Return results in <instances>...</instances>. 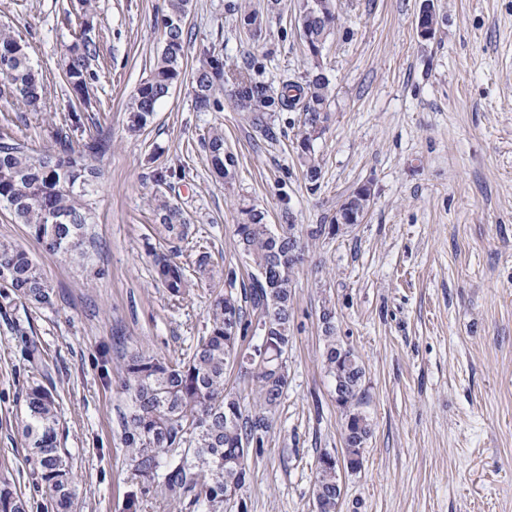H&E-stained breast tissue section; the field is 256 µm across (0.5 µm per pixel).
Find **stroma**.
I'll return each instance as SVG.
<instances>
[{"label": "stroma", "mask_w": 512, "mask_h": 512, "mask_svg": "<svg viewBox=\"0 0 512 512\" xmlns=\"http://www.w3.org/2000/svg\"><path fill=\"white\" fill-rule=\"evenodd\" d=\"M429 1L439 26L424 40L416 21ZM244 2L191 0L186 71L133 135L125 103L160 50L164 0H91L89 27L69 15L77 0H0V23L29 42L49 99L35 118L0 97V136L38 152L52 145L75 102L59 72L69 46L86 39L96 45L97 91L71 137L107 143L91 159L101 176L89 196V266L41 250L0 207V241L29 248L56 293L53 308L35 312L0 299V486L26 493L31 512H54L34 489L18 428L30 376L23 339L46 353L43 383L57 394L82 512H122L130 481L118 427L122 354L185 357L213 296L240 290L242 205L306 232L367 184L373 203L362 223L317 240L295 277L288 388L262 454L249 458L248 512H313L317 459L343 446L322 362L327 300L337 336L365 369L372 425L360 470L342 477L339 512H512V0H337L324 50L331 120L309 156L298 111L267 113L268 139L234 107L232 86L219 93L223 111L195 106L192 75L209 51L230 69L263 57L273 84L310 69L293 0L254 40L240 35L231 10ZM215 127L238 159L228 182L206 157ZM311 158L321 168L314 184L305 178ZM156 193L183 208L185 240L157 230ZM154 247L186 266L208 252L213 282L171 300L152 268Z\"/></svg>", "instance_id": "35a3bbf8"}]
</instances>
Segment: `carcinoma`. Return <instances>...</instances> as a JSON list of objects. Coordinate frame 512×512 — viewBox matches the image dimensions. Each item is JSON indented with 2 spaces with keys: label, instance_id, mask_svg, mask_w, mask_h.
Segmentation results:
<instances>
[{
  "label": "carcinoma",
  "instance_id": "carcinoma-1",
  "mask_svg": "<svg viewBox=\"0 0 512 512\" xmlns=\"http://www.w3.org/2000/svg\"><path fill=\"white\" fill-rule=\"evenodd\" d=\"M191 0H167V9L156 20L162 46L150 68L126 104L128 127L144 128L157 105L184 68L188 31L185 21ZM282 0H267L266 12L280 8ZM295 18L307 22L308 35L302 38L312 71L302 81L286 80L275 90L266 78V66L252 56L243 66L228 73L224 58L211 52L193 75L195 105L201 112H221L223 103L216 90L231 80L237 86L236 104L252 113V124L265 137L271 129L265 113L297 109L303 113L301 147L307 149L328 127L330 82L322 69L325 43L336 28V0H295ZM238 27L247 35L262 31L264 13L249 7H232ZM71 58L63 68L66 84L79 104L91 102L90 91L96 73L89 60L96 48L82 41L70 48ZM47 85L34 72L28 44L10 28L0 27V97L11 96L26 111L37 115L45 105ZM56 149L35 153L16 141L0 140V207L9 211L16 224L39 246L67 257L83 256L91 224L88 196L96 171L85 158L105 151V141L89 137L74 146L67 130L53 133ZM205 149L214 172L228 181L234 177L236 158L224 147V132H210ZM363 207V197L354 190L342 204L336 219L352 223ZM154 212L159 226L170 240L188 237L189 224L182 208L165 195L154 196ZM241 219L235 235L253 268L250 282L241 294L214 297L209 310V328L198 337L186 360L172 361L145 352L130 354L121 381L129 401L120 413L121 440L131 471V488L125 493L122 512H144L147 494L183 505L189 512H224L229 493L243 490L250 480L248 459L264 444L270 418L280 405L288 385V369L283 357L292 339L291 310L294 277L304 257H288L292 245L304 249L289 224L280 234L270 231L265 213L256 206L240 208ZM152 262L158 279L170 297L180 300L191 291L192 280L169 251H154ZM0 267L6 269L3 298L18 300L35 309L54 305V291L29 251L18 243L0 241ZM198 280L214 277L210 255L202 252L194 261ZM257 311L264 326L265 368L253 375V395L258 412L244 413L241 397L227 391L226 369L242 350V343H258L253 321L245 318L243 303ZM323 363L332 385L339 389L337 407L343 416V456H358L371 433L364 404V369L355 352L336 336V310L331 301L322 306ZM25 358L30 369L46 367L43 351L29 344ZM26 414L20 422L28 454L25 462L36 476L35 487L48 496L56 512H76L79 488L73 458L58 447V410L54 392L39 382L25 389ZM317 459L314 476L316 512H338L340 495L336 487L341 473L335 464ZM0 512H30V500L5 485L0 488Z\"/></svg>",
  "mask_w": 512,
  "mask_h": 512
}]
</instances>
